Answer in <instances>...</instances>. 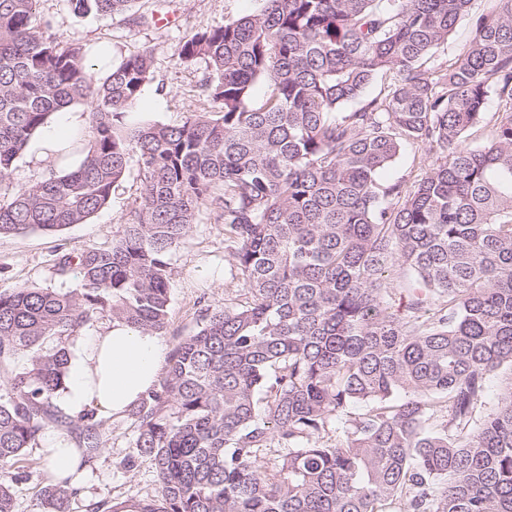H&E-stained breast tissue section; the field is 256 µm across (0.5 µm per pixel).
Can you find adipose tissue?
<instances>
[{"label": "adipose tissue", "mask_w": 512, "mask_h": 512, "mask_svg": "<svg viewBox=\"0 0 512 512\" xmlns=\"http://www.w3.org/2000/svg\"><path fill=\"white\" fill-rule=\"evenodd\" d=\"M69 352L56 403L74 418L90 409L101 418L127 413L158 385L167 354L160 336L117 320L82 329Z\"/></svg>", "instance_id": "ef3b65f1"}]
</instances>
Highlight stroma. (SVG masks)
<instances>
[{
  "mask_svg": "<svg viewBox=\"0 0 512 512\" xmlns=\"http://www.w3.org/2000/svg\"><path fill=\"white\" fill-rule=\"evenodd\" d=\"M261 0H135L124 15L113 18L75 15L67 0H40L39 17L65 40L91 51L97 77L110 65L134 52H148L154 76L127 113V123L150 120L182 125L205 103L199 85L206 64L181 62L182 42L196 32L215 28L256 13ZM140 192L137 167H130L110 203L87 223L58 232H34L0 237V285L25 284L62 290L75 288L73 275H59L55 262L63 251L111 245L117 226L126 223ZM171 319L162 340L173 347L197 329L201 308H220L244 298V284L232 264L223 224L201 215L172 259ZM102 454L85 467L77 480L82 499H144L158 493L150 461L135 457L136 428L130 416L101 420ZM134 467H127V459ZM23 475L14 485L16 512H39L49 465L39 447L26 449L13 466Z\"/></svg>",
  "mask_w": 512,
  "mask_h": 512,
  "instance_id": "obj_1",
  "label": "stroma"
}]
</instances>
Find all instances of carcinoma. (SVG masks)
<instances>
[{
	"mask_svg": "<svg viewBox=\"0 0 512 512\" xmlns=\"http://www.w3.org/2000/svg\"><path fill=\"white\" fill-rule=\"evenodd\" d=\"M39 2L0 0V236L86 223L132 163L141 196L112 245L58 257L75 288L0 286V368L28 356L0 391V512H16L22 478L2 470L49 422L101 454L94 412L77 424L54 404L67 345L104 312L166 333L172 255L202 211L224 224L245 298L200 310L131 412L157 495L86 512H512V0L437 64L476 0H263L181 44L209 66L208 110L181 126L126 125L152 57L98 78L82 46L42 30ZM132 2L69 0L110 17ZM73 104L88 137L15 184L31 139ZM406 145L428 168L380 187ZM390 264L408 273L397 300ZM495 372L511 383L478 418ZM47 481L42 512H71L81 488Z\"/></svg>",
	"mask_w": 512,
	"mask_h": 512,
	"instance_id": "carcinoma-1",
	"label": "carcinoma"
}]
</instances>
